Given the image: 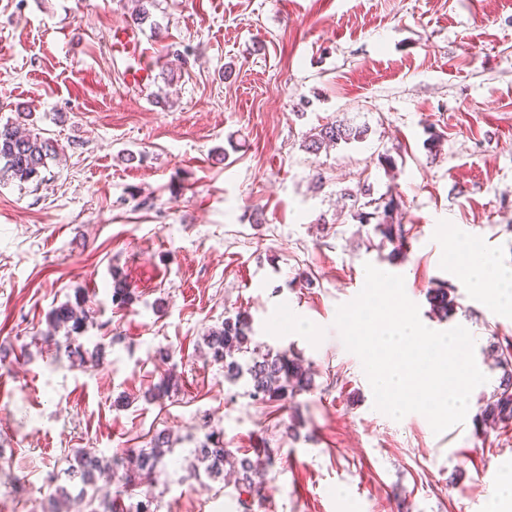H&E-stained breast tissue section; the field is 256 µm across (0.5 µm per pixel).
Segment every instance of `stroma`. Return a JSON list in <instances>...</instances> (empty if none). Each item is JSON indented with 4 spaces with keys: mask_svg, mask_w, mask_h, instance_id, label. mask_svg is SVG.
I'll use <instances>...</instances> for the list:
<instances>
[{
    "mask_svg": "<svg viewBox=\"0 0 512 512\" xmlns=\"http://www.w3.org/2000/svg\"><path fill=\"white\" fill-rule=\"evenodd\" d=\"M156 2L137 26L130 0H0V122L30 111L59 151L42 183L0 179V512H42L75 449L110 457L161 430L177 444L158 512H238L234 482L188 473L208 427L235 454L274 449L252 512H488L512 424L474 417L500 377L484 349L512 337V313L448 255L467 237L512 268V0ZM336 120L366 139L306 152ZM364 185L398 197L405 258L352 221L342 193ZM368 262L403 276L426 327L473 335L488 381L463 424L437 435L375 409L334 325ZM116 276L134 295L123 311ZM442 283L460 303L447 321L427 300ZM78 292L97 367L43 341ZM240 311L260 349L310 365L311 392L261 404L225 380L204 338ZM167 372L176 391L143 400Z\"/></svg>",
    "mask_w": 512,
    "mask_h": 512,
    "instance_id": "35a3bbf8",
    "label": "stroma"
}]
</instances>
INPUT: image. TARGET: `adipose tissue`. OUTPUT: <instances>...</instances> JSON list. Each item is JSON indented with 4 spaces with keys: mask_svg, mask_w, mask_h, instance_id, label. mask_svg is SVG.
<instances>
[{
    "mask_svg": "<svg viewBox=\"0 0 512 512\" xmlns=\"http://www.w3.org/2000/svg\"><path fill=\"white\" fill-rule=\"evenodd\" d=\"M454 248L466 256L463 278L475 289L485 292L503 309L512 310V268L502 266L487 252H472L466 240L456 241Z\"/></svg>",
    "mask_w": 512,
    "mask_h": 512,
    "instance_id": "adipose-tissue-1",
    "label": "adipose tissue"
}]
</instances>
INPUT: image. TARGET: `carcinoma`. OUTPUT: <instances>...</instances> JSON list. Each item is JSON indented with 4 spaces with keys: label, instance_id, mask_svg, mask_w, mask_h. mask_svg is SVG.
Returning a JSON list of instances; mask_svg holds the SVG:
<instances>
[{
    "label": "carcinoma",
    "instance_id": "cac0c4a2",
    "mask_svg": "<svg viewBox=\"0 0 512 512\" xmlns=\"http://www.w3.org/2000/svg\"><path fill=\"white\" fill-rule=\"evenodd\" d=\"M135 7L131 19L136 24H144L151 18L150 7L155 0H131ZM31 113L20 112L18 119L0 123V173L21 182L43 181L42 173L47 161L57 156L53 142L38 132L22 127ZM368 127L354 126L340 121L319 126L304 147L309 152H318L328 146L341 142H361L367 136ZM363 195L369 200L360 202L352 197L351 216L360 226L373 225L375 233L394 245L392 257L402 255L406 236L403 224L398 220L400 203L393 197H371V188L367 187ZM131 301V292L120 279L113 280L112 304L118 308L126 307ZM428 301L432 310L441 318L452 317L458 307L455 289L443 284L428 290ZM86 299L75 294V302L67 301L49 312L50 330L44 336V342L55 346L56 350H65L68 356L75 357L80 363L89 362L95 366L102 360L97 348L88 353L76 340L83 336L87 328L85 314ZM251 320L248 314L239 312L235 316L224 318L220 327L212 329L206 336V345L211 360L224 367V378L236 383L245 381V394L254 401L267 403L294 398L313 389L314 373L302 360L291 357L286 352L266 353L260 357H246L251 352L253 342ZM498 369L501 370L499 384L485 401L475 416V424L481 427L507 425L512 423V341H493L486 348ZM177 382L169 373L159 378L147 391L149 401H157L176 390ZM174 452V441L166 431L157 432L150 447L138 451H128L121 457L107 459L90 448H78L74 451L72 463L66 469L70 487L60 486L56 490L57 498L53 502L66 500L73 496L84 503L85 512H112L109 499L98 496V482L105 476L115 477L124 470L125 482L138 477L148 481V490L143 498L131 506L132 512H154L152 504L156 495L151 491L152 477L165 465L168 456ZM272 449L263 450V456L252 458L246 454L237 456L231 449L224 447V435L218 430L204 434L195 448L191 450L193 462L190 468L195 475L205 474L213 481L224 480V465H229L236 473L235 485L240 496V505L244 512H250L249 498L260 495L253 477L265 469L270 461Z\"/></svg>",
    "mask_w": 512,
    "mask_h": 512
}]
</instances>
